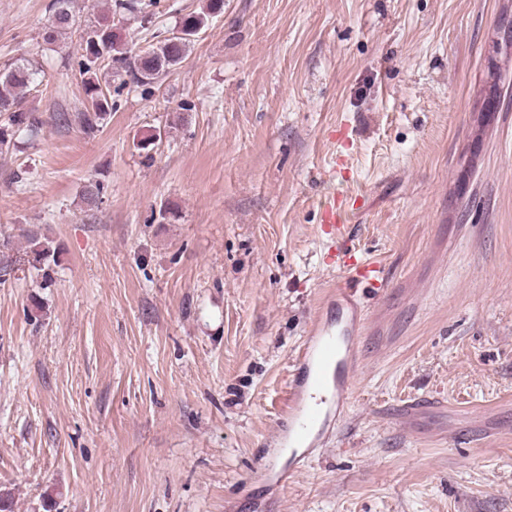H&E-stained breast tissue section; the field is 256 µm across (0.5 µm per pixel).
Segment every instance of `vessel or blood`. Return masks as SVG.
<instances>
[{"instance_id": "vessel-or-blood-1", "label": "vessel or blood", "mask_w": 512, "mask_h": 512, "mask_svg": "<svg viewBox=\"0 0 512 512\" xmlns=\"http://www.w3.org/2000/svg\"><path fill=\"white\" fill-rule=\"evenodd\" d=\"M363 208L360 194H331L322 204L327 263L344 271L345 278L334 292L335 316H314L289 374L288 412L281 441L291 454L285 465L270 474L278 485L285 484L301 461L332 435L362 367L363 310L352 293L362 284L379 287L378 267L342 251L338 243L346 235L347 219L362 213Z\"/></svg>"}]
</instances>
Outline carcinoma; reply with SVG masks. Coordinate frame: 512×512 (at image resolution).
<instances>
[{"label":"carcinoma","instance_id":"obj_1","mask_svg":"<svg viewBox=\"0 0 512 512\" xmlns=\"http://www.w3.org/2000/svg\"><path fill=\"white\" fill-rule=\"evenodd\" d=\"M57 20L48 27L43 38L52 43L75 24L73 0H54L52 4ZM224 0H208L206 9L186 17L180 29L142 53H132L107 24H92L81 35L83 54L78 70L83 77L85 103L78 112L57 113L55 120L63 126L77 125L84 133H93L103 126L112 110V86L100 82L98 71L103 66L122 69L131 73L133 81L141 86L156 83L171 72L186 57L199 32L206 27L209 17L223 10ZM38 69L30 62L11 63L0 69V151L15 144L21 131L31 134L43 126V119L36 112L24 109L26 90L35 82ZM106 192L104 182L90 179L82 190L86 206L93 208ZM31 263L41 270L57 263L58 248L49 239L39 240L32 234Z\"/></svg>","mask_w":512,"mask_h":512}]
</instances>
